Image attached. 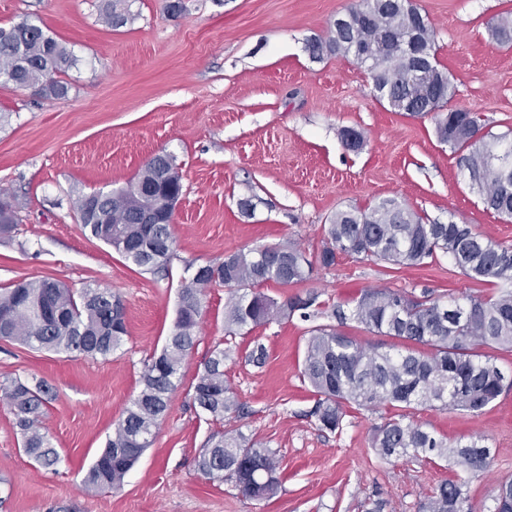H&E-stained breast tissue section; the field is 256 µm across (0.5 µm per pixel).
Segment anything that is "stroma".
<instances>
[{"label":"stroma","instance_id":"stroma-1","mask_svg":"<svg viewBox=\"0 0 512 512\" xmlns=\"http://www.w3.org/2000/svg\"><path fill=\"white\" fill-rule=\"evenodd\" d=\"M431 22L439 60L458 106L480 115L485 131L512 128V45L487 26L512 0H413ZM351 0H131L132 23L107 26L100 0H0V26L30 15L76 57L67 95L46 97L0 77V199L14 207L0 234V290L20 278L51 277L78 291L112 289L126 305L127 333L104 358L35 350L0 341V386L42 379L56 396L42 427L60 454L56 471L38 467L0 398V512H421L457 468L439 458H382L376 426L390 405L349 408L339 432L320 429L316 396L302 377L311 324L332 323L333 307H352L370 288L438 301L494 296L446 256L421 266L366 262L341 253L317 259L323 226L339 210H367L393 198L429 219L470 225L512 244V220L486 209L457 155L441 144L432 115L407 116L379 103L372 79L352 58L311 59L310 39ZM365 137L347 150L341 131ZM173 156L183 195L174 215L168 270L143 272L84 233L78 196L124 186L157 153ZM252 198L253 211L240 199ZM292 244L313 261L309 279L266 294L318 295L313 322L279 319L227 338L221 288L207 291L200 338L181 369L153 444L119 489L83 478L137 395L143 363L161 350L177 311L187 266L274 244ZM263 367L248 364L256 344ZM228 352L224 377L241 406L213 422L190 386L215 346ZM415 421L455 441L480 438L491 450L485 471L466 475L473 512H495L494 488L512 476V388L477 416L418 408ZM236 431L277 451L278 493L242 496L210 479L197 457L213 431Z\"/></svg>","mask_w":512,"mask_h":512}]
</instances>
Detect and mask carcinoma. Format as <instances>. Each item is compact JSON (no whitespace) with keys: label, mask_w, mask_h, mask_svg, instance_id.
Wrapping results in <instances>:
<instances>
[{"label":"carcinoma","mask_w":512,"mask_h":512,"mask_svg":"<svg viewBox=\"0 0 512 512\" xmlns=\"http://www.w3.org/2000/svg\"><path fill=\"white\" fill-rule=\"evenodd\" d=\"M346 22L329 27L327 37L307 44L314 59L352 57L367 68L375 97L406 115L436 113L439 141L459 155L472 188L486 208L512 218V171L503 173L498 157H512V129L483 132L479 116L453 105L456 86L440 65L434 30L411 0H355L345 10ZM100 19L111 27L131 20L128 0H102ZM497 43L512 44V15L489 26ZM0 69L14 74V84L62 97L68 83L62 75L73 63L66 46L37 20L25 16L0 27ZM182 178L166 153L154 155L136 178L100 196L77 198L84 230L111 246L138 268L160 270L172 258L170 224H148L147 214L164 206L167 192L182 191ZM325 244L318 261L330 268L337 253L367 262L420 266L438 253L448 255L470 279L497 286L494 297L467 295L464 302L419 299L391 288L362 292L349 311L333 308L340 324L349 321L376 336L401 341L403 348L366 347L331 325L309 330L303 376L319 396L311 415L320 428H343L346 407L372 410L389 403L398 413L375 428L374 448L388 459L433 454L449 459L465 473L485 470L490 448L477 440L450 444L410 419L414 406L484 411L512 386L486 348L512 350V245L486 239L467 224H439L418 212L384 199L365 211H338L324 225ZM311 262L295 246H265L237 251L209 264V277L181 281L176 319L161 351L144 362L141 389L84 478L100 489L118 488L142 452L153 443L158 421L168 409L180 381L183 360L199 340L202 299L209 288L224 287L225 331L235 336L278 318L299 314L308 321L319 314L318 296L299 294L279 300L262 291L269 283L282 288L303 283ZM126 335L125 306L108 288L88 287L79 293L50 278L24 280L0 292V341L33 349L90 357L112 354ZM227 353L215 347L192 384L193 400L213 421L238 409L224 380ZM20 431L25 454L44 468L60 456L42 432L44 407L55 397L46 381L14 378L3 388ZM198 470L211 479L234 483L250 499L274 497L279 488L276 451L251 443L239 432L212 433L198 460ZM501 512H512V478L495 487ZM424 512H471L464 481L443 482Z\"/></svg>","instance_id":"cac0c4a2"}]
</instances>
